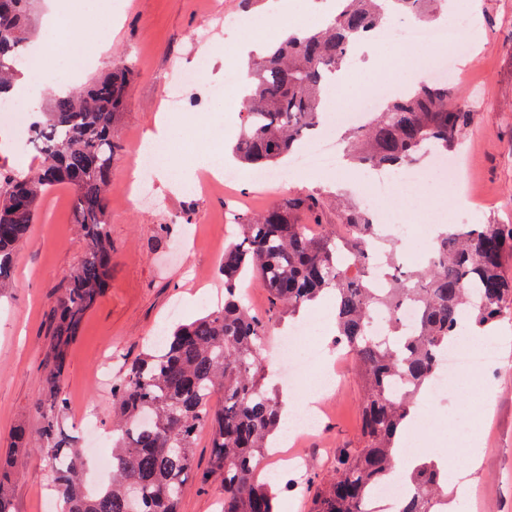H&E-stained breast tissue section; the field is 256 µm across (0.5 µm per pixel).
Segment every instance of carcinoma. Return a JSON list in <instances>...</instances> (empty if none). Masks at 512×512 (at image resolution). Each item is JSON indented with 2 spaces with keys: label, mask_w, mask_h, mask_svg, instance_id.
Masks as SVG:
<instances>
[{
  "label": "carcinoma",
  "mask_w": 512,
  "mask_h": 512,
  "mask_svg": "<svg viewBox=\"0 0 512 512\" xmlns=\"http://www.w3.org/2000/svg\"><path fill=\"white\" fill-rule=\"evenodd\" d=\"M433 0H337L326 29L290 33L271 43L247 71L236 159L278 165L322 125L326 80L370 32L397 15L433 21ZM30 0H0V101L20 65ZM129 70L117 69L87 89L56 95L44 119L29 124L37 158L29 172L0 174V292L11 286L15 253L35 223L43 197L66 186L74 223L85 241L82 259L60 286L36 411L41 451L55 473L61 512H179L195 471L198 432L211 437L200 480L224 482V512H277L279 480L259 479V466L280 430V405L267 387L263 352L269 321L294 315L327 291L334 299L336 344L354 353L362 389L359 446L336 459V471L313 487L309 512H364V502L395 467L396 436L417 395L439 367V353L460 333L490 335L512 305V224H445L425 268L394 269L388 286L370 275L377 225L353 206L290 196L255 214H237L239 233L224 247V305L165 332L112 383V470L105 483L86 481L90 462L60 427L66 409L64 369L86 314L112 279L109 182L121 148L115 132L128 90ZM473 119L448 99V84L422 82L352 131L346 155L373 169L399 167L454 148ZM256 279L270 301L264 318L241 299ZM406 299L420 316L411 330L395 312ZM387 314L394 344L371 335ZM218 397L221 402L212 403ZM412 492L399 512H440L448 478L435 465L410 476Z\"/></svg>",
  "instance_id": "obj_1"
}]
</instances>
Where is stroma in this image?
Wrapping results in <instances>:
<instances>
[{"label":"stroma","instance_id":"obj_1","mask_svg":"<svg viewBox=\"0 0 512 512\" xmlns=\"http://www.w3.org/2000/svg\"><path fill=\"white\" fill-rule=\"evenodd\" d=\"M115 16L108 48L79 73L61 65L44 72L43 80L86 86L127 65L131 86L116 129L122 143L112 161L110 224L114 254L112 281L100 303L85 317L81 332L68 350L64 395L69 406L63 428L80 435L76 413L91 411L103 431L112 426L109 386L97 381L103 355L133 361L152 344L158 330L192 320L216 308L224 293L220 263L231 237L224 230L227 201L220 187L176 193L152 181L153 202L139 204L129 194L138 138L150 130L156 113L167 112L176 131L194 125L218 128L219 141L192 142L193 150L231 159L242 125V97L231 85L233 73L246 70L250 60L237 55L248 35L278 37L283 19L302 20L329 10L327 0H98ZM233 14L255 25L254 33L233 32L224 26ZM474 14L481 33L467 65H453L447 83L451 98L464 104L475 118L462 136V148L450 155L466 180L472 204L460 203L458 191H444L442 209L458 224L496 221L512 224V0H475ZM222 47V55L200 59L202 40ZM405 44L373 47L352 56L356 97L380 82H388L384 59L402 57L399 83L427 71L432 57L405 58ZM202 66L200 79L184 88L178 104L166 90L177 71ZM364 206L368 193L364 171L342 163L328 178L285 175L281 188L268 189L244 168L230 192L240 210L254 214L291 195L326 194L330 189ZM423 191L404 192L382 200L378 208L388 223L403 221L411 232L402 238L405 250L423 246L417 210L430 209ZM80 227L72 220L71 194L63 187L43 199L35 224L18 248L12 273L13 288L0 298V464L11 469L9 496L14 512H47L52 469L37 451L41 421L34 405L42 392V376L52 339L48 334L53 299L84 253ZM493 343L503 370L494 372L486 388L492 419L477 458L463 455L459 466L466 482L479 484L481 512H512V312L498 322ZM361 389L353 365H346L333 409L318 432L295 448L307 462L305 471L316 481L332 475L341 449L352 448L360 433ZM27 432L25 443L15 440L17 429Z\"/></svg>","mask_w":512,"mask_h":512}]
</instances>
